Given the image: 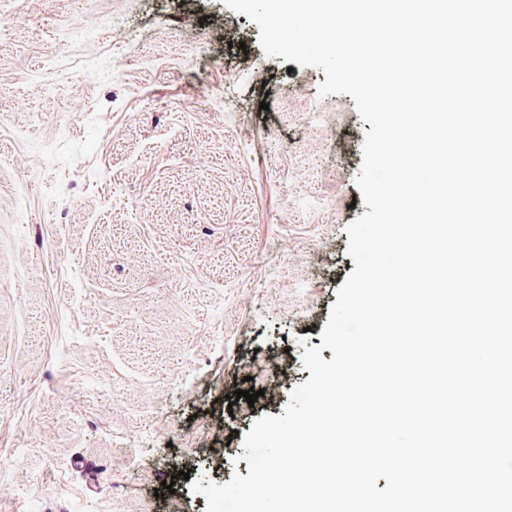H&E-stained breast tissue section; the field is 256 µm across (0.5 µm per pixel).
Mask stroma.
I'll return each mask as SVG.
<instances>
[{"label": "stroma", "instance_id": "obj_1", "mask_svg": "<svg viewBox=\"0 0 512 512\" xmlns=\"http://www.w3.org/2000/svg\"><path fill=\"white\" fill-rule=\"evenodd\" d=\"M8 14L0 512H205L192 481L248 475L244 435L310 378L305 347L333 357L370 125L222 0ZM253 388L274 400L229 403Z\"/></svg>", "mask_w": 512, "mask_h": 512}]
</instances>
